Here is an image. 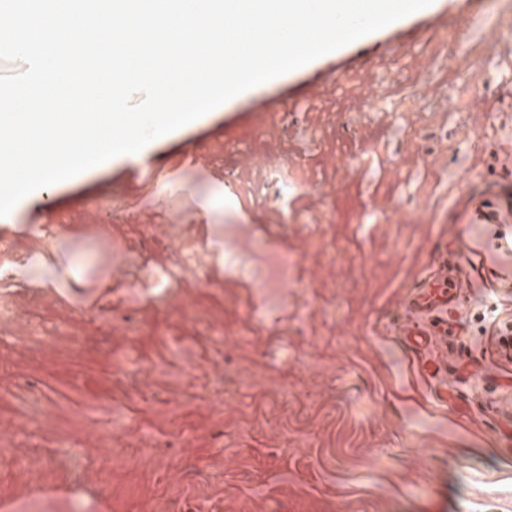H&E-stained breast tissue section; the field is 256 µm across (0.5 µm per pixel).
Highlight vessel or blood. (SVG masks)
Returning <instances> with one entry per match:
<instances>
[{"mask_svg":"<svg viewBox=\"0 0 512 512\" xmlns=\"http://www.w3.org/2000/svg\"><path fill=\"white\" fill-rule=\"evenodd\" d=\"M472 221L499 228L512 224V211L501 210L498 198L485 194L474 209ZM467 286V279L461 272L449 271L447 263H438L425 274L423 284L415 289L406 320L395 327L400 340L418 350L431 337L445 335L447 318Z\"/></svg>","mask_w":512,"mask_h":512,"instance_id":"b4317fda","label":"vessel or blood"}]
</instances>
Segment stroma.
<instances>
[{"mask_svg": "<svg viewBox=\"0 0 512 512\" xmlns=\"http://www.w3.org/2000/svg\"><path fill=\"white\" fill-rule=\"evenodd\" d=\"M466 21L463 45L441 51L435 34ZM512 30V11L491 18L464 0L432 4L222 104L180 132L152 141L144 165L117 156L52 190L23 198L6 216L14 235L52 225L39 246L55 284L10 280L12 297L43 300L54 321L72 307L87 317L112 301L113 289L137 277L123 258L134 255L143 227L158 237L148 270L184 265L176 294L203 322L224 326V445L215 448L213 417L202 388H185L177 373L154 368L166 352L152 334L165 304H134L143 331L134 341L141 391L164 389L181 419L171 462L173 494L198 488L214 512H512V381L484 333L486 318L512 321V251L469 248L490 227L469 223L471 193L502 183L489 169L491 151L512 153V48L493 34ZM480 87L460 108L461 79ZM342 111L362 139L345 142L326 115ZM489 114L486 125L467 114ZM288 123L279 151L302 157L306 181L277 200L235 197L224 170L234 151L268 126ZM171 176L151 193L141 167ZM349 168L347 196L322 207L317 190L335 168ZM108 200L121 223L86 220L85 205ZM253 227L243 235L241 225ZM336 240L335 266L324 265L317 242ZM469 272L472 288L454 306L458 330L432 347L447 354L448 372L430 377L417 352L385 327L402 321L406 302L433 257ZM289 261L288 286L276 302L260 293L271 264ZM366 268L365 284L335 307L340 272ZM497 272L493 288L483 276ZM209 288H202L201 279ZM75 322L74 335L92 332ZM102 357L69 356L44 372L18 353L0 352V390L15 372L37 378L52 402L58 431L78 430L86 467H107L99 431L109 410L99 372ZM453 384L456 398L435 394ZM208 461L205 483L196 466ZM112 469L108 512H150L162 502L156 459Z\"/></svg>", "mask_w": 512, "mask_h": 512, "instance_id": "obj_1", "label": "stroma"}]
</instances>
